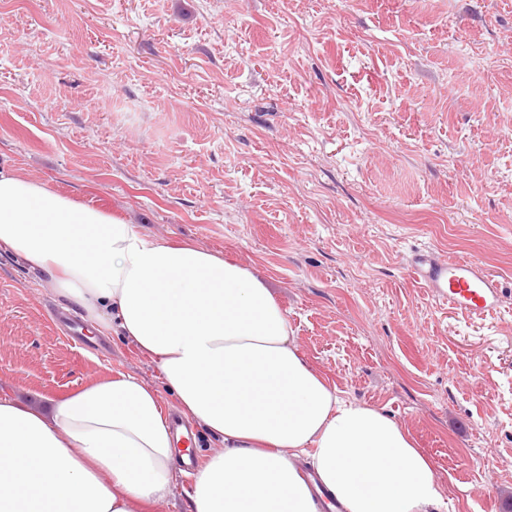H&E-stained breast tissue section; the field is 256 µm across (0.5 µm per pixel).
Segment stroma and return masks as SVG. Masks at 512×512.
<instances>
[{"label":"stroma","instance_id":"1","mask_svg":"<svg viewBox=\"0 0 512 512\" xmlns=\"http://www.w3.org/2000/svg\"><path fill=\"white\" fill-rule=\"evenodd\" d=\"M0 167L250 267L312 367L512 512V299L470 320L410 257L512 289V0H0ZM0 245V393L160 382Z\"/></svg>","mask_w":512,"mask_h":512}]
</instances>
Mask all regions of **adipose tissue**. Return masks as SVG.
<instances>
[{
	"mask_svg": "<svg viewBox=\"0 0 512 512\" xmlns=\"http://www.w3.org/2000/svg\"><path fill=\"white\" fill-rule=\"evenodd\" d=\"M0 244L52 275L165 386L124 372L48 403L0 396V512H148L173 494L168 399L221 436L190 512H319L307 458L343 512H442L431 460L383 409L348 400L301 353L241 264L0 169Z\"/></svg>",
	"mask_w": 512,
	"mask_h": 512,
	"instance_id": "ef3b65f1",
	"label": "adipose tissue"
}]
</instances>
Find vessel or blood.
Listing matches in <instances>:
<instances>
[{"label": "vessel or blood", "mask_w": 512, "mask_h": 512, "mask_svg": "<svg viewBox=\"0 0 512 512\" xmlns=\"http://www.w3.org/2000/svg\"><path fill=\"white\" fill-rule=\"evenodd\" d=\"M410 268L421 288L467 318L484 319L504 303L501 281L474 261L420 252L411 258Z\"/></svg>", "instance_id": "obj_1"}]
</instances>
